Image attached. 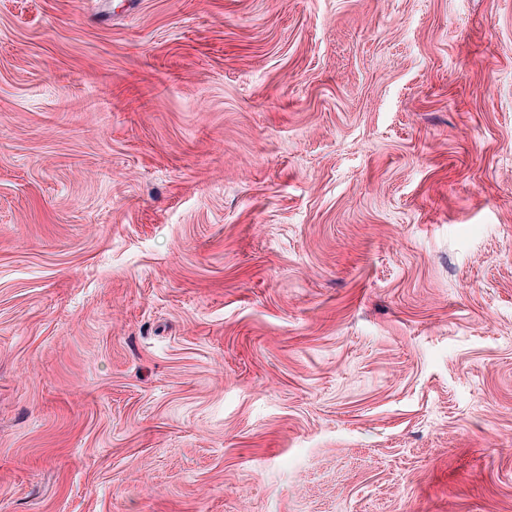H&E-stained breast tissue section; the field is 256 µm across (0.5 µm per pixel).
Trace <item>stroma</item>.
<instances>
[{"mask_svg":"<svg viewBox=\"0 0 512 512\" xmlns=\"http://www.w3.org/2000/svg\"><path fill=\"white\" fill-rule=\"evenodd\" d=\"M0 0V512H512V0Z\"/></svg>","mask_w":512,"mask_h":512,"instance_id":"obj_1","label":"stroma"}]
</instances>
